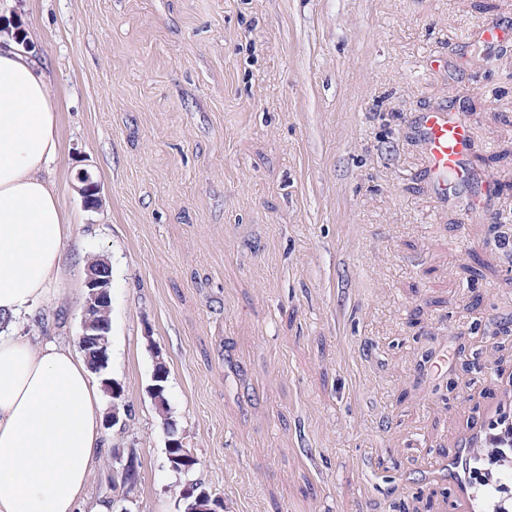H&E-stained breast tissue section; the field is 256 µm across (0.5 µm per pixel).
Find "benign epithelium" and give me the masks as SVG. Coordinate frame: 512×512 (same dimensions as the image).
<instances>
[{"mask_svg": "<svg viewBox=\"0 0 512 512\" xmlns=\"http://www.w3.org/2000/svg\"><path fill=\"white\" fill-rule=\"evenodd\" d=\"M82 199L85 207L95 208L101 200V185L88 177L82 178ZM112 273L105 269L97 274H89L85 280L88 297L85 300L81 312L82 333L79 337L80 349L92 347L105 348L109 346L108 336L111 332L109 324L101 322L95 317L96 305L99 303L111 304L110 293ZM164 361L160 355H155V366L152 374V384L148 387V393L155 404L164 402L162 392L167 380V368L163 367ZM167 443L165 454L169 469L183 478L180 490V503L187 504L183 512H221L223 498L202 487V483L191 478L195 470L197 458L185 447L183 438L175 437V426L167 423L165 427ZM112 469L119 472L125 487L123 500L135 501L140 480V463L136 454L123 448L112 449Z\"/></svg>", "mask_w": 512, "mask_h": 512, "instance_id": "obj_1", "label": "benign epithelium"}]
</instances>
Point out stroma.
I'll list each match as a JSON object with an SVG mask.
<instances>
[{
    "mask_svg": "<svg viewBox=\"0 0 512 512\" xmlns=\"http://www.w3.org/2000/svg\"><path fill=\"white\" fill-rule=\"evenodd\" d=\"M8 20L51 75L61 285L112 265L131 427L90 497L120 446L137 512H178L160 357L224 512H468L427 464L512 402V0H0ZM441 107L468 132L445 197L411 124ZM83 302L40 312L74 344Z\"/></svg>",
    "mask_w": 512,
    "mask_h": 512,
    "instance_id": "stroma-1",
    "label": "stroma"
}]
</instances>
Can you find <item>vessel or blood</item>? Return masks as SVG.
Returning a JSON list of instances; mask_svg holds the SVG:
<instances>
[{
  "label": "vessel or blood",
  "mask_w": 512,
  "mask_h": 512,
  "mask_svg": "<svg viewBox=\"0 0 512 512\" xmlns=\"http://www.w3.org/2000/svg\"><path fill=\"white\" fill-rule=\"evenodd\" d=\"M414 123L427 159V177L438 195H447L450 176L464 171L465 127L456 113L444 108L418 113Z\"/></svg>",
  "instance_id": "vessel-or-blood-1"
}]
</instances>
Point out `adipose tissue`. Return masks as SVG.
<instances>
[{
    "label": "adipose tissue",
    "mask_w": 512,
    "mask_h": 512,
    "mask_svg": "<svg viewBox=\"0 0 512 512\" xmlns=\"http://www.w3.org/2000/svg\"><path fill=\"white\" fill-rule=\"evenodd\" d=\"M43 62L0 40V512H110L89 500L104 446L102 388L56 336L31 339L72 234L43 172L59 149Z\"/></svg>",
    "instance_id": "adipose-tissue-1"
}]
</instances>
